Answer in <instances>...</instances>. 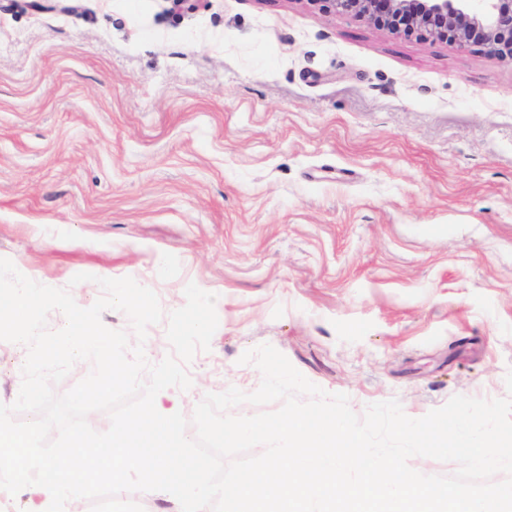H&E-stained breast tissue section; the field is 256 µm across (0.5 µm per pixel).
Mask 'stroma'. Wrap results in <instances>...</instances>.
Returning <instances> with one entry per match:
<instances>
[{
  "instance_id": "35a3bbf8",
  "label": "stroma",
  "mask_w": 512,
  "mask_h": 512,
  "mask_svg": "<svg viewBox=\"0 0 512 512\" xmlns=\"http://www.w3.org/2000/svg\"><path fill=\"white\" fill-rule=\"evenodd\" d=\"M0 258L215 294L188 418L262 344L359 415L506 397L512 63L313 0H0Z\"/></svg>"
}]
</instances>
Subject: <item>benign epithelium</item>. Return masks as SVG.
Masks as SVG:
<instances>
[{"mask_svg":"<svg viewBox=\"0 0 512 512\" xmlns=\"http://www.w3.org/2000/svg\"><path fill=\"white\" fill-rule=\"evenodd\" d=\"M396 34L512 60V0H312Z\"/></svg>","mask_w":512,"mask_h":512,"instance_id":"1","label":"benign epithelium"}]
</instances>
